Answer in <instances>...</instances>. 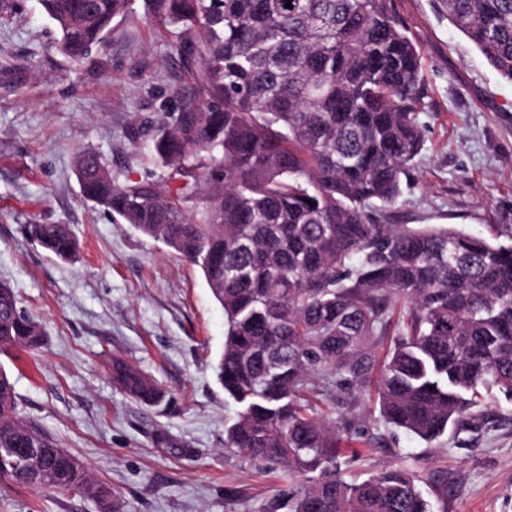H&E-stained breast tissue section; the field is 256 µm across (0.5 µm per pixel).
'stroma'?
Segmentation results:
<instances>
[{
	"label": "stroma",
	"mask_w": 512,
	"mask_h": 512,
	"mask_svg": "<svg viewBox=\"0 0 512 512\" xmlns=\"http://www.w3.org/2000/svg\"><path fill=\"white\" fill-rule=\"evenodd\" d=\"M422 55L424 147L393 208L394 223L451 224L512 240V83L448 21L445 0H396ZM41 0H0V284L45 333L36 351L0 353L21 416L106 485L121 512H258L278 470L224 446L233 405L216 380L224 313L201 270L84 200L79 152L118 180H161L134 130L174 111L191 81L180 31L130 0L106 47L82 62L55 47ZM27 224L68 225L73 261L32 243ZM160 383L146 406L113 385L112 357ZM488 428L426 443L379 421L372 394L337 415L362 436L346 481L399 465L417 472L432 512H512V402ZM446 473L447 493L432 474ZM0 512H98L88 498L0 484Z\"/></svg>",
	"instance_id": "stroma-1"
}]
</instances>
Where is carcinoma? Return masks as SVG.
<instances>
[{"label":"carcinoma","instance_id":"1","mask_svg":"<svg viewBox=\"0 0 512 512\" xmlns=\"http://www.w3.org/2000/svg\"><path fill=\"white\" fill-rule=\"evenodd\" d=\"M57 50L85 59L129 0H41ZM291 7H286V4ZM448 20L512 82V0H446ZM182 29L178 55L206 100L160 114L148 143L165 185L118 181L82 151V196L197 266L224 312L218 383L235 405L224 447L280 468L258 512H431L419 477L341 474L352 427L336 407L374 387L380 417L432 442L484 428L512 400V245L453 225L390 222L424 144L421 54L395 0H145ZM61 260L62 224H29ZM396 326L383 360L374 338ZM41 326L0 285V352ZM112 383L151 405L161 388L120 358ZM54 488L118 512L110 490L17 414L0 373V482Z\"/></svg>","mask_w":512,"mask_h":512}]
</instances>
